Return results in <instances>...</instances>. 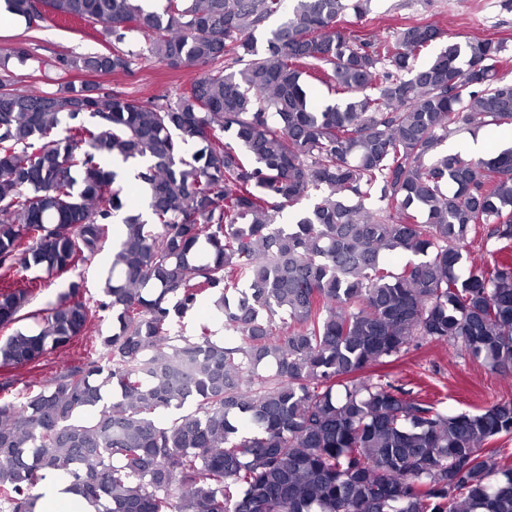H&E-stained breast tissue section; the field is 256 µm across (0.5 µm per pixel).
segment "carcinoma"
<instances>
[{"instance_id": "cac0c4a2", "label": "carcinoma", "mask_w": 512, "mask_h": 512, "mask_svg": "<svg viewBox=\"0 0 512 512\" xmlns=\"http://www.w3.org/2000/svg\"><path fill=\"white\" fill-rule=\"evenodd\" d=\"M38 2L30 28L112 37L57 55L65 75L149 59L198 75L143 100L0 73V368L37 367L94 316L76 280L34 311L40 277H11L72 273L124 226L97 304L112 334L39 385L0 383V512H37L48 475L102 512H512V452L491 447L512 438V399L450 413L368 374L428 344L512 374V264L461 273L480 229L512 248V146L444 148L512 125L506 42L431 21L364 39L346 16L372 0ZM317 76L336 94L321 107ZM105 156L142 161L148 215ZM394 251L412 256L397 272ZM203 300L224 335L188 327ZM480 130L485 132L486 140L477 139L466 141L470 133L454 134L448 137L445 148L448 146V149L452 150L458 144L466 141L462 146L465 154L473 157H481L484 155L485 150H487L484 156L486 157L503 149L505 145L509 147L512 144V126L510 125L486 126L482 127Z\"/></svg>"}]
</instances>
